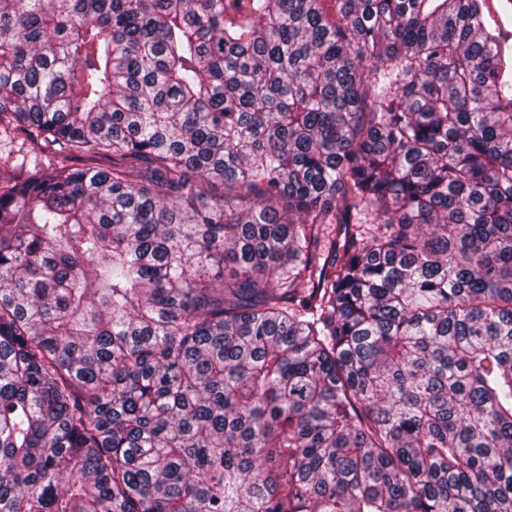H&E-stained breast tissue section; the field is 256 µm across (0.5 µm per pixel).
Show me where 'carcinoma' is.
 <instances>
[{
	"label": "carcinoma",
	"mask_w": 512,
	"mask_h": 512,
	"mask_svg": "<svg viewBox=\"0 0 512 512\" xmlns=\"http://www.w3.org/2000/svg\"><path fill=\"white\" fill-rule=\"evenodd\" d=\"M512 0H0V512H512Z\"/></svg>",
	"instance_id": "1"
}]
</instances>
